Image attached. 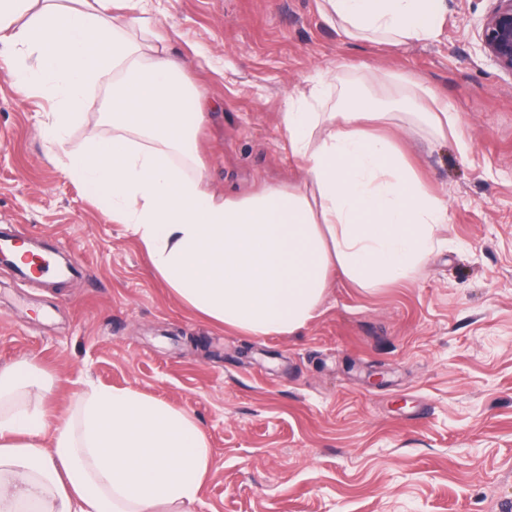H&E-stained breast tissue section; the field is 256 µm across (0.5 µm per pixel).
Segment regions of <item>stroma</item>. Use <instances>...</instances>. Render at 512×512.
<instances>
[{
  "label": "stroma",
  "instance_id": "stroma-1",
  "mask_svg": "<svg viewBox=\"0 0 512 512\" xmlns=\"http://www.w3.org/2000/svg\"><path fill=\"white\" fill-rule=\"evenodd\" d=\"M202 93L200 157L217 192L299 181L285 100L342 70V88L395 109L426 187L448 204L406 280L331 276L294 336L249 338L176 298L124 225L52 160L51 103L15 94L0 55V231L80 264L63 281L0 266V365L35 357L65 417L83 382L186 410L214 465L192 512H512V76L479 48L492 0H443L432 40L345 42L319 0H151ZM459 117L438 139L399 111L392 76Z\"/></svg>",
  "mask_w": 512,
  "mask_h": 512
}]
</instances>
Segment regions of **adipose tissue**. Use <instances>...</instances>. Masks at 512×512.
Listing matches in <instances>:
<instances>
[{
	"instance_id": "ef3b65f1",
	"label": "adipose tissue",
	"mask_w": 512,
	"mask_h": 512,
	"mask_svg": "<svg viewBox=\"0 0 512 512\" xmlns=\"http://www.w3.org/2000/svg\"><path fill=\"white\" fill-rule=\"evenodd\" d=\"M0 0V46L33 56L10 73L16 93L54 102L42 134L101 106L108 138L57 162L125 225L186 306L244 336H292L313 320L330 274L360 288L408 279L448 217L366 100L322 106V84L288 97L283 124L303 186L242 198L211 191L196 168L200 95L142 0ZM350 42L436 38L443 0H323ZM104 90L96 99L95 90ZM411 105L436 134L457 116L428 87ZM34 358L0 367V512H190L213 454L183 409L133 389L86 385L65 421L45 406Z\"/></svg>"
}]
</instances>
